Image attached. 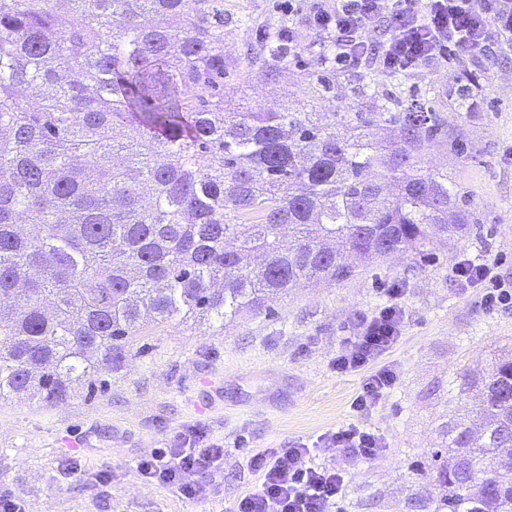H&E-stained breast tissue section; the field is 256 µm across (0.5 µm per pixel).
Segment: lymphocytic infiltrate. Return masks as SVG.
Returning <instances> with one entry per match:
<instances>
[{
    "label": "lymphocytic infiltrate",
    "mask_w": 512,
    "mask_h": 512,
    "mask_svg": "<svg viewBox=\"0 0 512 512\" xmlns=\"http://www.w3.org/2000/svg\"><path fill=\"white\" fill-rule=\"evenodd\" d=\"M384 19L393 35L376 48L369 34ZM311 24L331 38L338 66H355L373 53L386 73H412L439 57L464 63L494 39L512 48V0H336L333 9L315 8ZM401 323L402 312L394 304L365 321L359 335L337 353V372L374 361L397 342ZM319 441L363 458L383 448L378 435L357 427L322 434ZM312 457L311 448L301 442L254 454L249 465L260 482L238 501L235 512H338L344 478L334 466L314 463ZM223 464V443L193 426L139 459L136 469L145 480L171 487L193 504L203 497L197 475Z\"/></svg>",
    "instance_id": "1"
}]
</instances>
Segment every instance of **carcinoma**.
Segmentation results:
<instances>
[{"mask_svg":"<svg viewBox=\"0 0 512 512\" xmlns=\"http://www.w3.org/2000/svg\"><path fill=\"white\" fill-rule=\"evenodd\" d=\"M261 43L224 59V0H0V401L67 399L150 322L222 329L464 237L448 174L415 161L436 113L224 111L227 70L286 65L288 27ZM474 387L443 430L441 508L512 512V350Z\"/></svg>","mask_w":512,"mask_h":512,"instance_id":"obj_1","label":"carcinoma"}]
</instances>
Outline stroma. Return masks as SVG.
Segmentation results:
<instances>
[{
	"instance_id": "stroma-1",
	"label": "stroma",
	"mask_w": 512,
	"mask_h": 512,
	"mask_svg": "<svg viewBox=\"0 0 512 512\" xmlns=\"http://www.w3.org/2000/svg\"><path fill=\"white\" fill-rule=\"evenodd\" d=\"M313 5L224 0L225 57L243 58L261 31L285 24L297 38L277 81L225 76V111L309 100L314 111L350 116L423 102L441 130L422 164L447 171L470 232L435 243L425 258L397 255L344 283L292 289L221 329L176 319L148 325L95 392L82 386L58 404L0 402V496L22 500L26 512H234L258 483L250 456L348 426L375 433L385 448L371 459L317 451V462L345 477L342 512H436L448 460L442 428L457 408L460 378L512 344V310L487 308L483 287L454 278L459 262L476 259L493 279L512 281V52L492 43L469 63L438 60L409 75H383L374 55L339 69L321 60ZM320 77L332 90L314 100L310 85ZM392 303L403 310L402 332L376 365L395 367L397 381L358 411L367 373L336 372L333 360L359 324ZM192 425L224 442L223 470L197 476L203 490L220 494L197 504L144 482L136 469ZM72 454L83 475L64 473Z\"/></svg>"
}]
</instances>
